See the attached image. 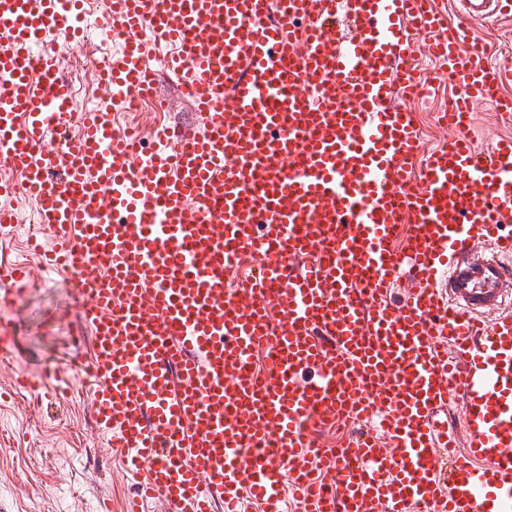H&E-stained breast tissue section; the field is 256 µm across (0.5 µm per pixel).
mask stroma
Instances as JSON below:
<instances>
[{
	"mask_svg": "<svg viewBox=\"0 0 512 512\" xmlns=\"http://www.w3.org/2000/svg\"><path fill=\"white\" fill-rule=\"evenodd\" d=\"M469 26L471 45L484 49L490 60L512 54V19L490 16ZM434 83L428 104L416 112L426 147L447 137L435 114L456 91L452 77L438 76ZM507 132L492 108L474 101L468 133L479 152L488 153ZM35 206L32 200L17 204L18 224L0 230V258L25 263L33 275L26 294L7 312L22 358L0 361V392L8 396L0 405V512H99L105 499L112 512H124L134 485L97 428L89 399L77 386L59 394L52 377L58 367L70 372L84 367L91 338L81 332L71 276L43 272L41 257L27 248V238L41 232L24 221ZM20 367L44 375L37 391L13 393Z\"/></svg>",
	"mask_w": 512,
	"mask_h": 512,
	"instance_id": "35a3bbf8",
	"label": "stroma"
}]
</instances>
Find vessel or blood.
Returning <instances> with one entry per match:
<instances>
[{"instance_id":"1","label":"vessel or blood","mask_w":512,"mask_h":512,"mask_svg":"<svg viewBox=\"0 0 512 512\" xmlns=\"http://www.w3.org/2000/svg\"><path fill=\"white\" fill-rule=\"evenodd\" d=\"M83 10L0 0V164L36 199L48 272L72 275L93 331L75 382L137 482L128 512H284L286 487L300 512H512V137L485 156L462 135L475 98L512 123V62L463 52L469 28L439 0H107L96 26L122 39L97 75L109 101L57 144L74 94L42 47L83 41ZM152 44L173 52L155 62ZM422 49L456 80L438 122L458 135L416 181V119L390 100L412 93ZM163 76L199 124L148 149L114 115ZM479 238L489 254L471 253ZM248 253L261 263L225 287ZM26 287L1 260L0 359L20 357L1 313ZM344 419L371 426L330 450L312 437ZM448 427L452 429L458 439V452H463L465 448V428H464V410L459 397H452L448 402Z\"/></svg>"}]
</instances>
